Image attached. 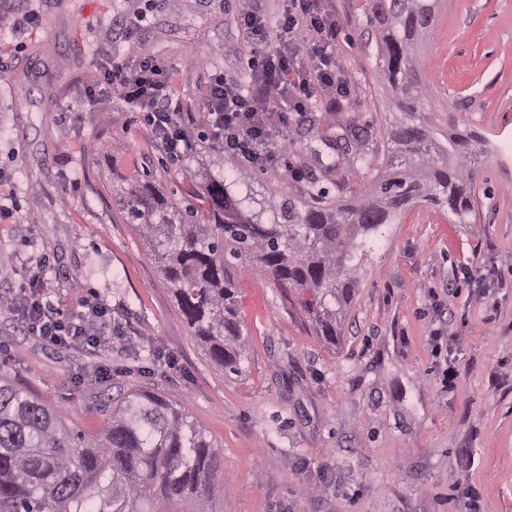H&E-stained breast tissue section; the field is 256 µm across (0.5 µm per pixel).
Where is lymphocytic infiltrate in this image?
I'll list each match as a JSON object with an SVG mask.
<instances>
[{
  "instance_id": "1",
  "label": "lymphocytic infiltrate",
  "mask_w": 512,
  "mask_h": 512,
  "mask_svg": "<svg viewBox=\"0 0 512 512\" xmlns=\"http://www.w3.org/2000/svg\"><path fill=\"white\" fill-rule=\"evenodd\" d=\"M239 23L246 37L249 74L240 77L215 73L207 95L203 121L214 144L225 156L253 166L272 163L269 149L274 139H286L289 112L304 113L311 104L310 86L319 84L328 97L344 94L345 85L334 71L336 18L322 7V0H285L276 23H268L250 0H235ZM314 48L311 66H304L299 49ZM173 68L163 60L142 54L113 58L107 74L111 93L132 111L149 113L154 140L172 157L180 158L195 147L175 97ZM49 256L27 263L28 288L16 305L20 330L49 345L95 346L105 335L104 308L90 314L63 312L43 292Z\"/></svg>"
}]
</instances>
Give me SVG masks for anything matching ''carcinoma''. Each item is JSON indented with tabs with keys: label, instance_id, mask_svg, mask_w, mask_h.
<instances>
[{
	"label": "carcinoma",
	"instance_id": "obj_1",
	"mask_svg": "<svg viewBox=\"0 0 512 512\" xmlns=\"http://www.w3.org/2000/svg\"><path fill=\"white\" fill-rule=\"evenodd\" d=\"M443 0H361L389 92L384 173L336 207L281 195L252 211L222 179L178 200L139 180L124 195L126 223L151 243L162 278L208 356L226 375L244 359L235 270L243 258L293 292L316 335L336 344L360 286L366 249L388 224L425 203L470 223L483 145L426 116L421 47ZM218 453L203 430L165 400L131 393L94 435L0 378V512H212L224 496Z\"/></svg>",
	"mask_w": 512,
	"mask_h": 512
}]
</instances>
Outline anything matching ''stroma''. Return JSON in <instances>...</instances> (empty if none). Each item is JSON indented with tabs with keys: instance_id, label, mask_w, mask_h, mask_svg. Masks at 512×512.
<instances>
[{
	"instance_id": "obj_1",
	"label": "stroma",
	"mask_w": 512,
	"mask_h": 512,
	"mask_svg": "<svg viewBox=\"0 0 512 512\" xmlns=\"http://www.w3.org/2000/svg\"><path fill=\"white\" fill-rule=\"evenodd\" d=\"M323 4L338 20L347 92L332 107L314 88L295 118V179L201 140L172 161L144 113L103 81L112 54L164 59L201 131L211 74L247 70L231 2L21 0L43 22L0 70V196L14 204L0 222V302L17 297L28 259L45 254L49 301L74 312L105 306L112 331L91 352L14 335V318H0V376L85 433L104 427L117 396L165 397L220 452L225 489L214 512H465L471 489L482 512H512V0H444L425 44L426 111L493 149L475 178L471 223L419 204L387 225L336 344L245 261L243 372L224 375L124 220L121 192L139 175L179 199L205 173L229 177L241 196L317 206L350 202L382 175L390 105L360 38L365 18L357 0ZM119 15L140 22L132 38H111ZM92 91L101 104L89 105ZM340 134L364 158L325 173ZM449 367L452 388L442 383Z\"/></svg>"
}]
</instances>
